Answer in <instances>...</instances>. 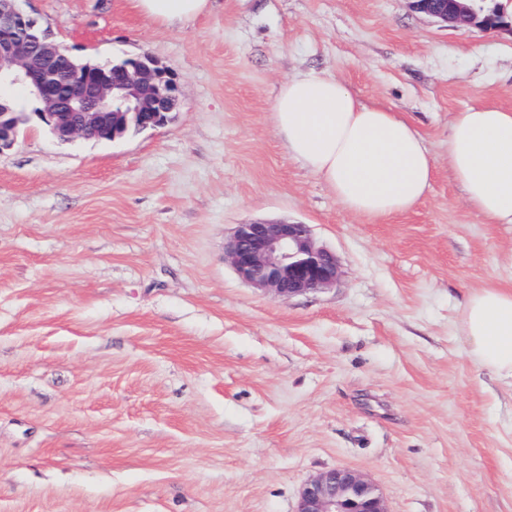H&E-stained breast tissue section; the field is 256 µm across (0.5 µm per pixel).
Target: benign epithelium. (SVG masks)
Instances as JSON below:
<instances>
[{"label":"benign epithelium","instance_id":"1","mask_svg":"<svg viewBox=\"0 0 512 512\" xmlns=\"http://www.w3.org/2000/svg\"><path fill=\"white\" fill-rule=\"evenodd\" d=\"M20 0H0V88L24 87L36 103L33 112H0V153L11 149L20 125L34 119L61 143L92 140L103 129L107 141L134 128L153 130L170 120L182 88L175 73L156 58L127 59L124 74L112 76L89 66L78 75L79 87L61 98L54 82L69 63L68 51L50 33L33 40L27 31L34 18ZM415 9L448 26L472 25L512 33V12L500 0H412ZM224 262L250 286L289 299L333 286L340 274L336 254L320 244L308 224H239L224 244ZM297 512H387L377 487L347 467L326 470L301 489Z\"/></svg>","mask_w":512,"mask_h":512}]
</instances>
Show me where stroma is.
Returning a JSON list of instances; mask_svg holds the SVG:
<instances>
[{"label": "stroma", "mask_w": 512, "mask_h": 512, "mask_svg": "<svg viewBox=\"0 0 512 512\" xmlns=\"http://www.w3.org/2000/svg\"><path fill=\"white\" fill-rule=\"evenodd\" d=\"M76 57L147 53L166 125L0 154V512H296L352 467L389 512H512V378L478 368L468 294L512 286V225L472 211L448 124L512 109V33L410 0H212L180 28L129 0H23ZM300 72L412 122L426 197L353 214L288 153L271 109ZM311 225L335 286L281 299L224 261L237 225Z\"/></svg>", "instance_id": "stroma-1"}]
</instances>
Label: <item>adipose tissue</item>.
Returning <instances> with one entry per match:
<instances>
[{
    "mask_svg": "<svg viewBox=\"0 0 512 512\" xmlns=\"http://www.w3.org/2000/svg\"><path fill=\"white\" fill-rule=\"evenodd\" d=\"M147 19L181 27L208 13L210 0H132ZM272 119L289 154L322 179L349 212L387 217L428 193L434 162L421 133L384 108L360 102L336 78L315 72L284 81ZM448 161L465 204L491 224H512V109L479 103L457 113ZM462 326L477 366L512 377V289L472 291Z\"/></svg>",
    "mask_w": 512,
    "mask_h": 512,
    "instance_id": "ef3b65f1",
    "label": "adipose tissue"
}]
</instances>
